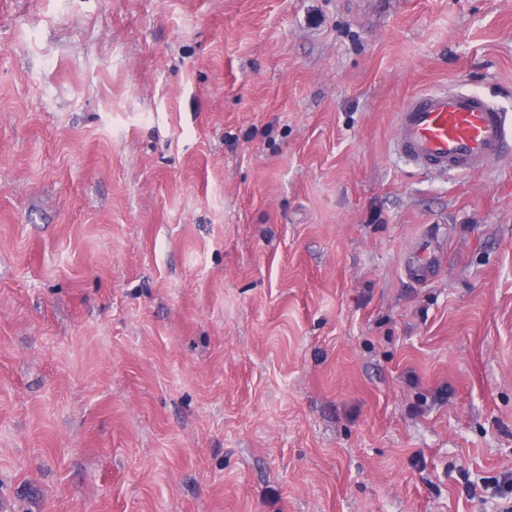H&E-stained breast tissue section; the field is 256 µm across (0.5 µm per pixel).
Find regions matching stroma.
<instances>
[{"label": "stroma", "instance_id": "obj_1", "mask_svg": "<svg viewBox=\"0 0 512 512\" xmlns=\"http://www.w3.org/2000/svg\"><path fill=\"white\" fill-rule=\"evenodd\" d=\"M351 2L0 0V512L512 505V0ZM395 146L424 171H485L509 150L507 115L488 97L469 91L416 93L398 114Z\"/></svg>", "mask_w": 512, "mask_h": 512}]
</instances>
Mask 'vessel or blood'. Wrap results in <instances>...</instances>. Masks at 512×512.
I'll use <instances>...</instances> for the list:
<instances>
[{"mask_svg":"<svg viewBox=\"0 0 512 512\" xmlns=\"http://www.w3.org/2000/svg\"><path fill=\"white\" fill-rule=\"evenodd\" d=\"M398 154L424 171L465 175L487 170L512 149V124L488 97L451 89L413 95L399 112Z\"/></svg>","mask_w":512,"mask_h":512,"instance_id":"obj_1","label":"vessel or blood"}]
</instances>
